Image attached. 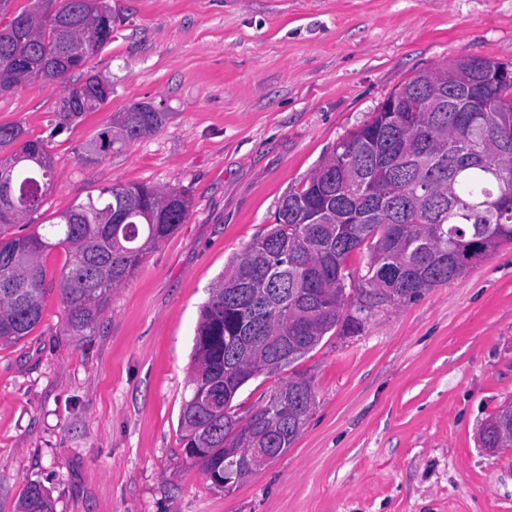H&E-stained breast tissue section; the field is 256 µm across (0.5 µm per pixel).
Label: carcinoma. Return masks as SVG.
I'll return each instance as SVG.
<instances>
[{"label": "carcinoma", "mask_w": 512, "mask_h": 512, "mask_svg": "<svg viewBox=\"0 0 512 512\" xmlns=\"http://www.w3.org/2000/svg\"><path fill=\"white\" fill-rule=\"evenodd\" d=\"M0 0V93L43 80L63 87L56 128L65 129L112 97V85L75 71L112 41L105 0H33L14 11ZM498 62L462 57L447 69L463 73L478 101L439 96L436 74L407 81L421 93L341 138L305 181L291 186L274 223L237 256L209 289L193 345L190 398L180 414L188 459L224 472V449L247 433L256 448L282 455L296 442L315 391L302 374L281 375L330 332L354 335L359 304L375 292L381 305L407 304L461 276L499 246L512 243V82L490 78ZM166 113L147 103L112 118L90 142L88 161L157 132ZM0 347L30 335L43 317L53 280L46 256L65 252L59 275L63 331L85 336L112 289L145 252L185 223L190 201L177 188L115 183L56 214L27 234V218L55 177L49 143L16 124L0 125ZM367 253L353 289L346 264ZM279 378L268 399L244 416L231 404L247 382ZM13 512H53L44 488L30 482Z\"/></svg>", "instance_id": "obj_1"}]
</instances>
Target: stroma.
Instances as JSON below:
<instances>
[{"instance_id":"stroma-1","label":"stroma","mask_w":512,"mask_h":512,"mask_svg":"<svg viewBox=\"0 0 512 512\" xmlns=\"http://www.w3.org/2000/svg\"><path fill=\"white\" fill-rule=\"evenodd\" d=\"M111 81L55 131L63 91L0 95V124L47 139L55 185L32 224L112 183L179 188L185 224L113 288L94 331L62 333L59 288L0 348V512L28 482L54 512H512V448L483 424L512 403V243L417 301L326 335L298 364L315 406L293 448L215 486L179 417L201 305L274 221L288 187L417 72L462 56L512 64V0H107ZM135 103L154 134L93 163L83 146Z\"/></svg>"}]
</instances>
